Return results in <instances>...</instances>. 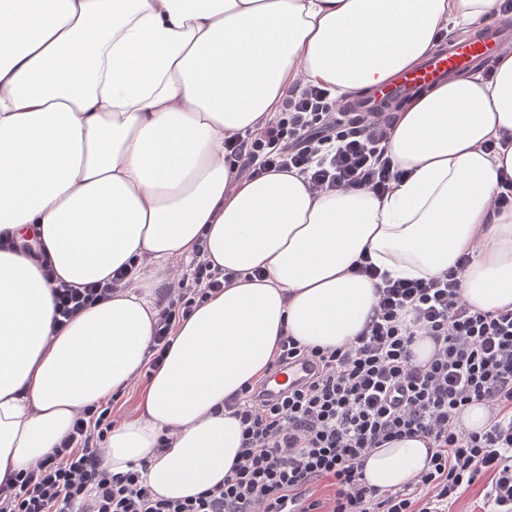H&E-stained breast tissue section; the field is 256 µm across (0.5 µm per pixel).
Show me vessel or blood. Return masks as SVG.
<instances>
[{
  "label": "vessel or blood",
  "instance_id": "obj_1",
  "mask_svg": "<svg viewBox=\"0 0 512 512\" xmlns=\"http://www.w3.org/2000/svg\"><path fill=\"white\" fill-rule=\"evenodd\" d=\"M506 35V28L502 24L495 23L485 26L470 40L449 42L446 52L432 55L424 65L404 72L392 83L376 89L370 99L351 102L350 109L354 112L379 111L384 109L393 96L444 80L470 64L491 62L504 48ZM306 373V368L300 364L279 370L268 379L267 389L272 393L281 391L301 381Z\"/></svg>",
  "mask_w": 512,
  "mask_h": 512
}]
</instances>
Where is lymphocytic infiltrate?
Segmentation results:
<instances>
[{
    "label": "lymphocytic infiltrate",
    "mask_w": 512,
    "mask_h": 512,
    "mask_svg": "<svg viewBox=\"0 0 512 512\" xmlns=\"http://www.w3.org/2000/svg\"><path fill=\"white\" fill-rule=\"evenodd\" d=\"M390 125L386 112L339 111L325 89H291L274 122L225 140L224 160L251 178L297 170L316 192L382 194L403 176L385 150ZM467 263L392 279L360 254L353 272L376 282L370 320L334 349L279 338L268 371L302 361L311 377L276 397L264 381L249 382L225 401L242 425V446L222 483L172 500L151 491L144 469L111 473L101 444L114 425L112 405L101 402L81 409L51 454L0 489V512H447L481 479L484 512H512V309L479 311L463 299ZM233 278L202 257L178 275L158 307L151 368L161 366L180 321ZM124 279L118 272L83 288L54 282L55 327L111 298ZM421 336L434 342L424 363L412 351ZM474 403L487 406L489 418L468 430L461 416ZM403 437L426 441L427 466L402 487L370 485L367 455Z\"/></svg>",
    "instance_id": "obj_1"
}]
</instances>
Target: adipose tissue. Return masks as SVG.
Listing matches in <instances>:
<instances>
[{"mask_svg":"<svg viewBox=\"0 0 512 512\" xmlns=\"http://www.w3.org/2000/svg\"><path fill=\"white\" fill-rule=\"evenodd\" d=\"M497 0H0V487L51 453L79 409L144 371L157 285L132 273L54 329L41 261L80 288L136 260L164 270L205 252L238 277L175 330L104 464L147 463L157 494L223 481L241 425L223 404L263 376L279 336L346 345L373 313L360 254L391 276L471 261L462 295L512 308V50L491 77L436 83L395 118L406 175L381 197L314 193L290 172L231 173L224 140L262 129L291 87L361 94L424 60L441 33ZM266 276L256 280L253 269ZM168 448H160L161 435ZM426 443L373 449L381 489L428 463Z\"/></svg>","mask_w":512,"mask_h":512,"instance_id":"1","label":"adipose tissue"}]
</instances>
